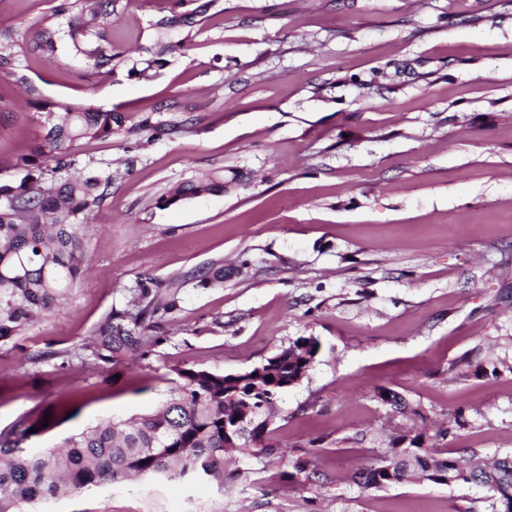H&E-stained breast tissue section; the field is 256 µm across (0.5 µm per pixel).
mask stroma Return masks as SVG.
<instances>
[{"label": "stroma", "mask_w": 512, "mask_h": 512, "mask_svg": "<svg viewBox=\"0 0 512 512\" xmlns=\"http://www.w3.org/2000/svg\"><path fill=\"white\" fill-rule=\"evenodd\" d=\"M59 2L0 0V183L22 179L41 104L116 110L139 131L73 147L113 174L90 217L91 268L65 307L0 348V429L32 411L63 416L33 440L50 448L153 412L175 369L241 372L300 335L321 349L276 404L280 457L238 455L221 490L102 485L41 512H487L471 485L362 490L352 477L414 428L378 387L419 405L428 427L464 410L449 450L512 452V374L448 376L477 346L512 363V0H217L162 74L140 81L32 53ZM160 8L120 0L106 20L115 48L140 60ZM232 170L241 181L224 193L157 204ZM213 266L228 270L223 284L197 287ZM144 275L177 297L156 317L161 343L143 360L95 363L86 345ZM66 350L64 365L37 358ZM312 445L317 476L284 480Z\"/></svg>", "instance_id": "35a3bbf8"}]
</instances>
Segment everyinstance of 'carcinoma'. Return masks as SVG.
Masks as SVG:
<instances>
[{"label": "carcinoma", "mask_w": 512, "mask_h": 512, "mask_svg": "<svg viewBox=\"0 0 512 512\" xmlns=\"http://www.w3.org/2000/svg\"><path fill=\"white\" fill-rule=\"evenodd\" d=\"M118 0H61L54 10L57 25L41 29L35 49L49 63L62 58L92 59L112 73L148 80L161 74L169 57L183 49L193 30L208 18L215 0H168V13L153 23L159 34L154 50L141 65L127 66L114 50L111 32L101 26L116 11ZM178 29L185 36L167 39ZM42 145L16 160L25 176L17 185L0 184V344L23 335L26 326L51 314L69 299L90 258L86 215L99 207L112 184V174L83 169L70 176L78 159L75 142L135 133L152 127L147 117L125 127V116L111 110L50 103L43 107ZM232 172L230 182L239 180ZM224 179L207 178L182 185L160 200L163 207L191 197L224 191ZM135 300L113 308L99 324L87 350L96 361L117 366L126 355L150 345L148 323L158 311L177 308L175 298L161 297L158 285L140 277ZM320 351L314 336H297L265 362L249 370L224 374L184 368L168 380V396L152 413L130 420L108 419L64 437L53 449L34 448L31 439L47 431L44 415L30 413L0 430V512H37V505L61 493L77 492L132 477L145 481L185 477L208 481L224 490V456L236 448L251 456H271L277 446L267 441L280 395L307 378ZM512 373L500 361L472 364L462 356L448 366L452 376L475 378ZM375 397L403 417L418 407L384 387ZM467 425L459 410L448 427L431 435L397 434L368 467L355 473L360 488L382 489L412 478L449 487L476 484L488 492L489 512H512V454L467 470L439 449ZM38 431H32V428Z\"/></svg>", "instance_id": "carcinoma-1"}]
</instances>
